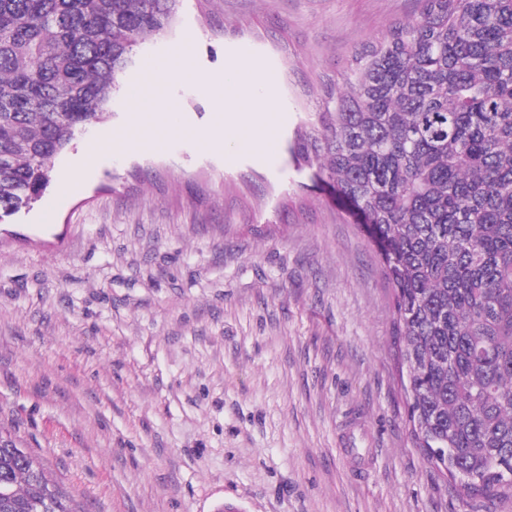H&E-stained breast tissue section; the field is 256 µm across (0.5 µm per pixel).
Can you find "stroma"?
Here are the masks:
<instances>
[{
	"mask_svg": "<svg viewBox=\"0 0 512 512\" xmlns=\"http://www.w3.org/2000/svg\"><path fill=\"white\" fill-rule=\"evenodd\" d=\"M415 9L181 0L42 199L0 219V431L82 512H464L407 425L376 249L294 154L327 88ZM183 50L182 124L215 133L210 86L251 60L275 142L96 154L146 66Z\"/></svg>",
	"mask_w": 512,
	"mask_h": 512,
	"instance_id": "35a3bbf8",
	"label": "stroma"
}]
</instances>
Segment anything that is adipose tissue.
Here are the masks:
<instances>
[{"label": "adipose tissue", "mask_w": 512, "mask_h": 512, "mask_svg": "<svg viewBox=\"0 0 512 512\" xmlns=\"http://www.w3.org/2000/svg\"><path fill=\"white\" fill-rule=\"evenodd\" d=\"M193 71V62L184 51L149 70L147 82L131 94L134 113L126 136L104 138L97 146L98 151L114 153L131 145L156 147L164 137L181 133L178 106L166 96V79L175 74L189 75ZM272 100L269 85L256 81L241 84L235 71L225 73L215 83L216 112L220 120L231 122L238 133L239 143L246 146L264 149L271 144L275 128L270 117Z\"/></svg>", "instance_id": "ef3b65f1"}]
</instances>
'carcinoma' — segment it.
<instances>
[{
	"label": "carcinoma",
	"instance_id": "cac0c4a2",
	"mask_svg": "<svg viewBox=\"0 0 512 512\" xmlns=\"http://www.w3.org/2000/svg\"><path fill=\"white\" fill-rule=\"evenodd\" d=\"M181 0H0V218L41 196ZM296 158L376 247L407 423L473 510L512 496V0H417L354 57ZM0 512H75L0 438Z\"/></svg>",
	"mask_w": 512,
	"mask_h": 512
}]
</instances>
